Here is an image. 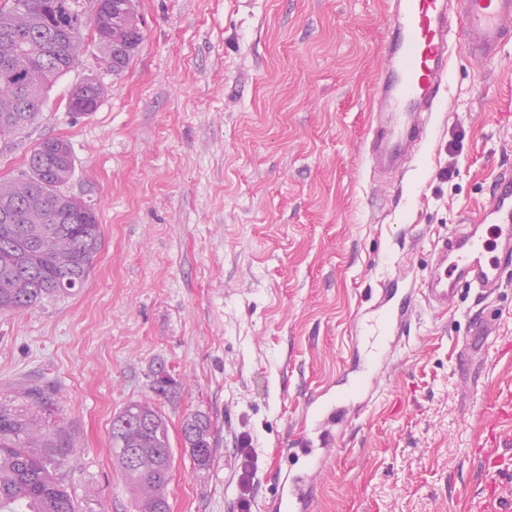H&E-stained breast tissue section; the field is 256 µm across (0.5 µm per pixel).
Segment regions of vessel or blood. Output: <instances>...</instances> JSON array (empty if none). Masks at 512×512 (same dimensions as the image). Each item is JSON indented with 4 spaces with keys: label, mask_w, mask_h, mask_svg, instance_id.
Here are the masks:
<instances>
[{
    "label": "vessel or blood",
    "mask_w": 512,
    "mask_h": 512,
    "mask_svg": "<svg viewBox=\"0 0 512 512\" xmlns=\"http://www.w3.org/2000/svg\"><path fill=\"white\" fill-rule=\"evenodd\" d=\"M487 62L503 58L512 46V0H390L387 67L376 97L384 114L370 141L372 163L395 167L407 147L427 134V116L444 101L450 46ZM489 204L479 223L461 224L431 245L434 270L424 288L397 292L385 278L378 301L360 313L355 323L356 351L351 362L352 386L324 402L309 401L311 416L345 427L352 400L369 405L377 396L376 382L394 358L416 310L418 299L432 308L447 307L463 290L491 295L512 272V168H500L489 186ZM493 240H485V227ZM493 325L469 317L467 334L459 343L458 359L467 363L486 354ZM330 433L301 442L304 463L287 472L278 485L269 512H312L314 477L336 453Z\"/></svg>",
    "instance_id": "vessel-or-blood-1"
}]
</instances>
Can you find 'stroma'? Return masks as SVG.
Instances as JSON below:
<instances>
[{
    "mask_svg": "<svg viewBox=\"0 0 512 512\" xmlns=\"http://www.w3.org/2000/svg\"><path fill=\"white\" fill-rule=\"evenodd\" d=\"M143 42L118 75L92 27L39 120L0 139V180L47 138L69 142L65 191L93 205L101 247L76 296L0 313V397L55 393L72 451L59 474L78 512H137L110 448L112 419L155 404L172 448L170 512H239V443L257 455L251 512H266L309 398L334 391L351 324L383 276L419 287L430 242L477 222L512 166V50L453 49L446 107L425 144L371 170L387 0H136ZM96 78L88 115L69 91ZM496 344L460 373L468 309ZM168 378L165 391L157 381ZM512 396V285L418 306L409 338L318 473L312 512H490L512 501V447L495 483L479 453ZM206 414L209 462L183 420Z\"/></svg>",
    "mask_w": 512,
    "mask_h": 512,
    "instance_id": "35a3bbf8",
    "label": "stroma"
}]
</instances>
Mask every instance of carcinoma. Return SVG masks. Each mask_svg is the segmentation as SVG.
<instances>
[{
	"label": "carcinoma",
	"instance_id": "1",
	"mask_svg": "<svg viewBox=\"0 0 512 512\" xmlns=\"http://www.w3.org/2000/svg\"><path fill=\"white\" fill-rule=\"evenodd\" d=\"M95 0H7L0 6V138L32 125L46 96L79 61L82 28L92 22ZM135 0H112V33L98 38L103 59L118 75L139 50L143 37L127 28ZM104 95L94 78L77 84L68 108L96 111ZM41 141L25 170L0 180V312L34 306L45 299L77 294L101 246L95 208L88 224H61L67 195L62 191L73 161L48 167ZM185 447L199 463L212 453L211 424L202 414L181 427ZM72 448L60 426L57 405L39 388L21 392L18 402L0 400V512H77L58 476ZM112 456L129 481L138 512H160L172 463L167 426L155 406L134 402L112 422Z\"/></svg>",
	"mask_w": 512,
	"mask_h": 512
}]
</instances>
